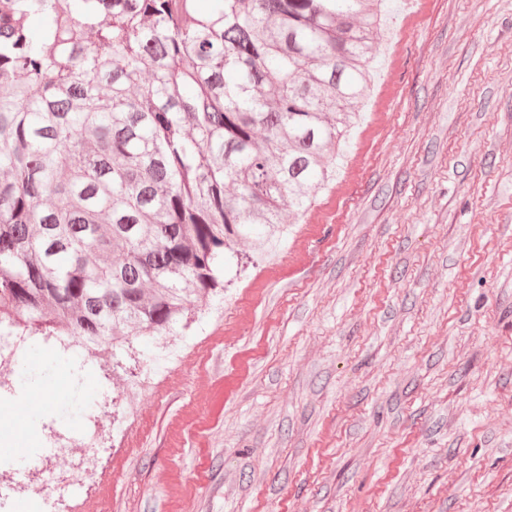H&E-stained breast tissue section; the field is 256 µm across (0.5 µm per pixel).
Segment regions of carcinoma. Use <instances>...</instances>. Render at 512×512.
Masks as SVG:
<instances>
[{"instance_id":"obj_1","label":"carcinoma","mask_w":512,"mask_h":512,"mask_svg":"<svg viewBox=\"0 0 512 512\" xmlns=\"http://www.w3.org/2000/svg\"><path fill=\"white\" fill-rule=\"evenodd\" d=\"M203 2L0 0V325L169 332L328 181L382 0Z\"/></svg>"}]
</instances>
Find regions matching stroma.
Wrapping results in <instances>:
<instances>
[{
  "instance_id": "35a3bbf8",
  "label": "stroma",
  "mask_w": 512,
  "mask_h": 512,
  "mask_svg": "<svg viewBox=\"0 0 512 512\" xmlns=\"http://www.w3.org/2000/svg\"><path fill=\"white\" fill-rule=\"evenodd\" d=\"M336 177L189 325L24 333L0 470L100 427L73 512H512V0H384Z\"/></svg>"
}]
</instances>
